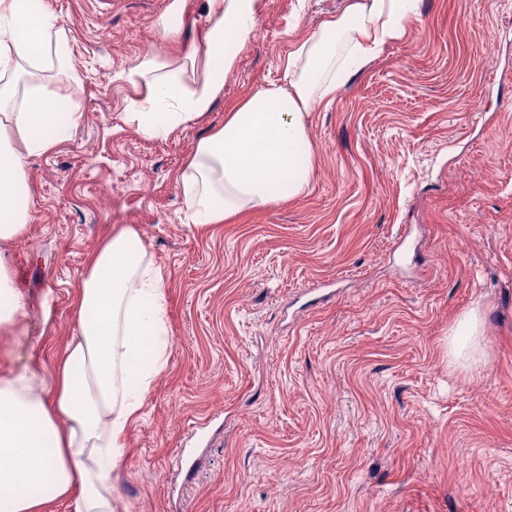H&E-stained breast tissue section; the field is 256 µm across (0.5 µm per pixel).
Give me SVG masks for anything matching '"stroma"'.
Segmentation results:
<instances>
[{"instance_id": "obj_1", "label": "stroma", "mask_w": 512, "mask_h": 512, "mask_svg": "<svg viewBox=\"0 0 512 512\" xmlns=\"http://www.w3.org/2000/svg\"><path fill=\"white\" fill-rule=\"evenodd\" d=\"M345 2L264 0L207 115L147 139L129 72L199 49L206 0L178 22L172 0H47L71 53L43 78L70 73L81 118L27 161L30 222L5 248L25 309L0 331V373L56 361L91 253L135 227L166 279L169 346L114 512H512V0H421L402 40L313 104L306 194L186 216L198 142ZM474 307L465 369L448 334ZM184 447L202 457L188 486Z\"/></svg>"}]
</instances>
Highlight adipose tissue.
I'll return each instance as SVG.
<instances>
[{
    "label": "adipose tissue",
    "instance_id": "adipose-tissue-1",
    "mask_svg": "<svg viewBox=\"0 0 512 512\" xmlns=\"http://www.w3.org/2000/svg\"><path fill=\"white\" fill-rule=\"evenodd\" d=\"M420 0H348L315 36L289 53L284 83L272 82L230 107L223 126L199 141L179 185L193 223L220 224L246 208L304 195L313 145L305 115L333 98L380 46L405 37ZM200 39L205 75L190 82L148 59L134 71L144 95L128 119L148 138L201 120L222 93L254 34L263 0H206ZM66 32L45 0H0V242L23 234L31 189L25 159L52 149L80 117L63 84L14 81L69 57ZM165 281L143 262L133 228L91 256L74 304L77 333L47 386L35 371L0 374V512H113L112 474L127 426L165 366Z\"/></svg>",
    "mask_w": 512,
    "mask_h": 512
}]
</instances>
